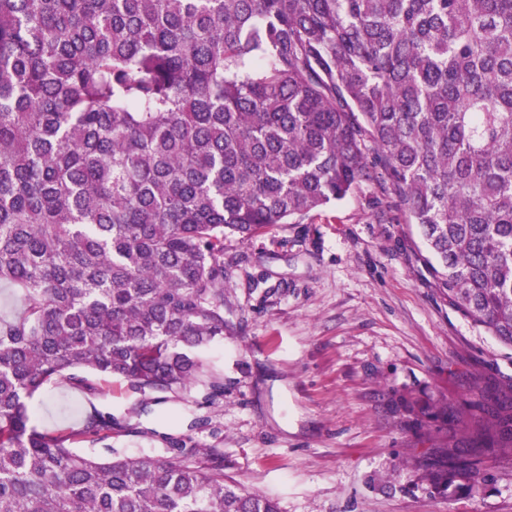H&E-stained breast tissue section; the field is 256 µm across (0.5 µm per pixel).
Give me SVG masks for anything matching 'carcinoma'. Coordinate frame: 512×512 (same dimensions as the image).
Instances as JSON below:
<instances>
[{
    "label": "carcinoma",
    "mask_w": 512,
    "mask_h": 512,
    "mask_svg": "<svg viewBox=\"0 0 512 512\" xmlns=\"http://www.w3.org/2000/svg\"><path fill=\"white\" fill-rule=\"evenodd\" d=\"M377 168L448 301L512 345V0H0V512H280L192 449L77 453L112 418L44 433L29 400L196 382L224 237ZM470 441L512 452V386ZM431 479L486 481L455 449Z\"/></svg>",
    "instance_id": "carcinoma-1"
}]
</instances>
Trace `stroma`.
Returning <instances> with one entry per match:
<instances>
[{"mask_svg": "<svg viewBox=\"0 0 512 512\" xmlns=\"http://www.w3.org/2000/svg\"><path fill=\"white\" fill-rule=\"evenodd\" d=\"M429 257L383 181L226 237L228 329L201 355L223 395L59 382L31 398L32 422L53 432L111 416V436L78 446L103 457L209 449L225 483L281 512H512L510 452L484 450L479 492L430 481L466 446L461 420L512 386V346L449 303Z\"/></svg>", "mask_w": 512, "mask_h": 512, "instance_id": "1", "label": "stroma"}]
</instances>
